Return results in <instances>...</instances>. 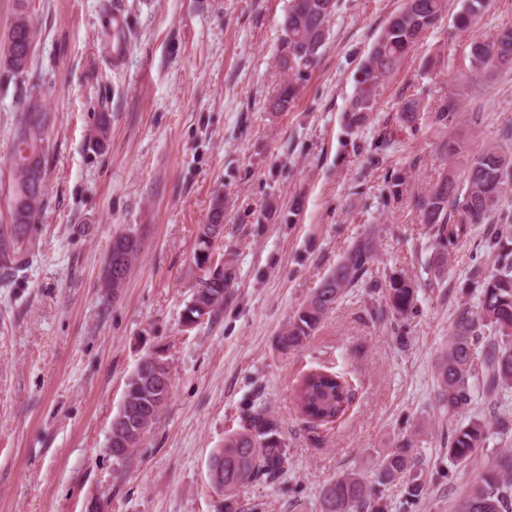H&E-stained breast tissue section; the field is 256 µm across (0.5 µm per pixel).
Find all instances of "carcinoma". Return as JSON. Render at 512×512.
I'll return each instance as SVG.
<instances>
[{
  "mask_svg": "<svg viewBox=\"0 0 512 512\" xmlns=\"http://www.w3.org/2000/svg\"><path fill=\"white\" fill-rule=\"evenodd\" d=\"M489 4L490 0H464L457 15L458 26L466 30L477 25ZM335 8L331 0H292L282 22L278 63L283 72L298 74L314 64L325 45ZM444 9L445 0H403L389 17L361 64L358 87L346 110L348 127L357 128L367 122L381 86L435 27ZM40 36L27 11V0H18L14 19L0 37V68L6 75L25 76L34 56L28 48L38 44ZM472 57L476 78L500 68L512 69V28L475 42ZM295 96V85L284 83L270 101L271 110H288ZM456 110L455 100L446 98L435 110L437 123L448 125ZM46 142V112L41 100L31 95L24 100L10 157L13 179L9 231L0 234V268H9L6 279L28 264L29 228L45 207ZM511 184L512 126L504 128L499 140L485 144L468 160L462 182L446 174L418 202L420 223L437 240L432 261L435 275L445 274L450 250L467 238L471 226L485 223L487 216L500 210ZM223 234L222 227L199 225L192 255V265L199 275L182 315L185 328L210 320L224 304L232 271L212 262L216 241ZM496 244L499 248L492 268L478 265L470 269L468 281L477 293V305L461 310L448 346L436 364L441 407L455 414L470 405L476 381L497 396L512 390V224L499 227ZM375 262L373 238L366 236L355 242L289 317L277 336L279 351L286 354L308 343L349 289L372 274ZM420 288L419 282L405 273L387 274L382 290L386 311L395 319L408 320L417 311ZM169 379L166 359L151 354L140 360L128 378L125 395L130 399L131 411L125 441L129 448L138 447L158 423L172 395ZM349 401L346 381L322 368L306 373L295 390L297 409L312 423L336 421L347 411ZM489 434V423L483 419L461 422L448 440V460L455 465L467 463L485 447ZM415 445L416 441L408 438L404 445L385 454L373 482L356 471L328 480L320 490L323 512H386L383 488L399 481L405 482L406 498L415 500L425 488ZM287 463L288 445L278 420L264 406L253 408L208 462L210 482L224 495V512H239L241 488L261 479H276ZM455 512H512V451L506 449L499 454L494 469L480 476L458 501Z\"/></svg>",
  "mask_w": 512,
  "mask_h": 512,
  "instance_id": "cac0c4a2",
  "label": "carcinoma"
}]
</instances>
